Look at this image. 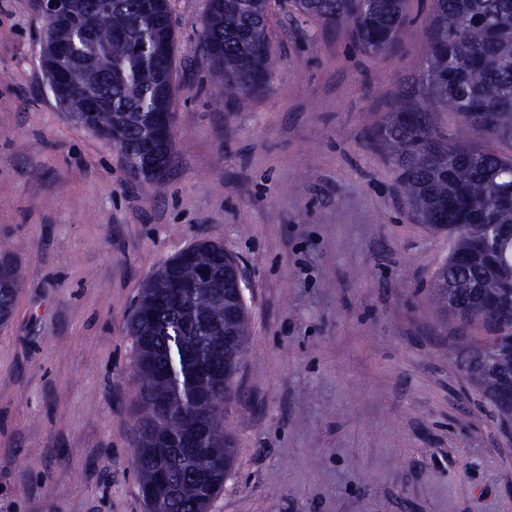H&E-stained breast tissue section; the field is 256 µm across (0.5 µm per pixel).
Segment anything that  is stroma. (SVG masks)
Here are the masks:
<instances>
[{"label": "stroma", "instance_id": "stroma-1", "mask_svg": "<svg viewBox=\"0 0 512 512\" xmlns=\"http://www.w3.org/2000/svg\"><path fill=\"white\" fill-rule=\"evenodd\" d=\"M174 151L162 185L42 84L33 0H0V244L23 281L0 325V512H146L128 321L145 281L202 239L238 258L249 342L210 512H512V428L461 366L479 342L428 296L447 234L413 220L366 140L412 108L429 0L400 52L367 56L271 0L269 89L230 108L200 64L208 0H170Z\"/></svg>", "mask_w": 512, "mask_h": 512}]
</instances>
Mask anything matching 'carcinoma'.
I'll list each match as a JSON object with an SVG mask.
<instances>
[{
	"instance_id": "carcinoma-1",
	"label": "carcinoma",
	"mask_w": 512,
	"mask_h": 512,
	"mask_svg": "<svg viewBox=\"0 0 512 512\" xmlns=\"http://www.w3.org/2000/svg\"><path fill=\"white\" fill-rule=\"evenodd\" d=\"M97 0L46 23L42 66L47 89L68 114L102 100L87 117L133 179L156 181L174 138L175 30L168 0ZM423 80L433 102L459 119L455 137L432 113L403 110L369 132L398 170V190L414 220L454 237L433 274L431 301L488 333L464 367L491 398L512 386V154L466 138L477 129L512 146V0H430ZM324 26L352 23L369 53L392 49L409 19L407 0H291ZM268 0H209L201 60L229 104L266 90ZM68 50L71 73L51 77L54 51ZM237 257L202 240L173 256L144 284L128 322L143 415L134 464L147 512H208L224 490L235 439L224 403L248 342ZM21 272L0 247V323L7 322Z\"/></svg>"
}]
</instances>
